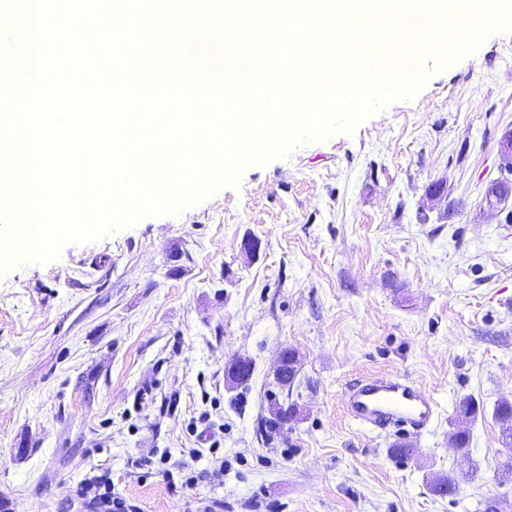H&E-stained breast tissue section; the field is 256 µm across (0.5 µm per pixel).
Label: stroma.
<instances>
[{
	"label": "stroma",
	"instance_id": "35a3bbf8",
	"mask_svg": "<svg viewBox=\"0 0 512 512\" xmlns=\"http://www.w3.org/2000/svg\"><path fill=\"white\" fill-rule=\"evenodd\" d=\"M423 64L412 97L351 131L252 162L180 212L0 268V512H95L77 488L104 472L140 512L512 504L492 416L512 401V198L485 200L506 175L512 19L457 62ZM437 180L444 213L426 194ZM285 350L297 376L282 388ZM236 357L254 373L231 392ZM385 374L438 404L404 458L343 404L349 380ZM291 403L297 422L267 428ZM451 470L458 490L432 493Z\"/></svg>",
	"mask_w": 512,
	"mask_h": 512
}]
</instances>
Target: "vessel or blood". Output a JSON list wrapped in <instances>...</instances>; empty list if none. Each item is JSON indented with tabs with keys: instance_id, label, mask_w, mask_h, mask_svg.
I'll use <instances>...</instances> for the list:
<instances>
[{
	"instance_id": "1",
	"label": "vessel or blood",
	"mask_w": 512,
	"mask_h": 512,
	"mask_svg": "<svg viewBox=\"0 0 512 512\" xmlns=\"http://www.w3.org/2000/svg\"><path fill=\"white\" fill-rule=\"evenodd\" d=\"M350 418L366 430L401 436L420 435L437 417L435 399L399 375L364 378L345 393Z\"/></svg>"
}]
</instances>
